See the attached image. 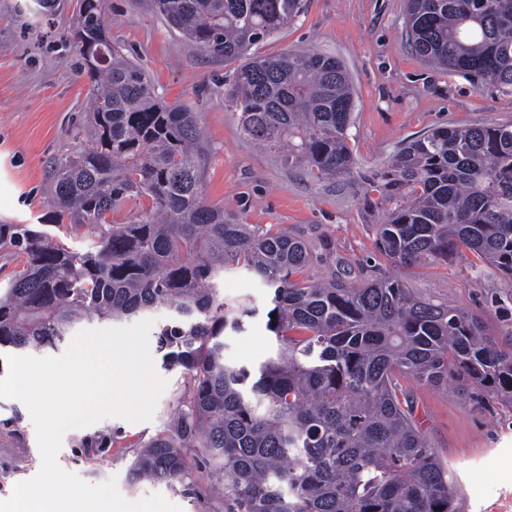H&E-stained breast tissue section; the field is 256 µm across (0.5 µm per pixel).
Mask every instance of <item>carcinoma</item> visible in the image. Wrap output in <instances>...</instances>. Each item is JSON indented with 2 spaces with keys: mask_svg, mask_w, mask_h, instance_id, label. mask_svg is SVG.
Returning a JSON list of instances; mask_svg holds the SVG:
<instances>
[{
  "mask_svg": "<svg viewBox=\"0 0 512 512\" xmlns=\"http://www.w3.org/2000/svg\"><path fill=\"white\" fill-rule=\"evenodd\" d=\"M190 42L235 65L225 97L258 147L290 167L342 181L354 87L322 53L259 52L300 0H151ZM405 29L424 60L475 84L512 92V0H406ZM71 32L89 80L92 148L53 162L52 220L86 226L84 251L27 224H1L14 256L0 292V349H57L83 321H122L159 308L164 366L193 382L188 410L140 445L129 480L174 482L184 449L223 471L238 512H460V491L401 383H453L482 403L512 402V331L502 347L477 315L418 296L400 277L354 283L304 275L306 244L243 224L210 203L208 155L196 113L156 95L112 42L102 0H79ZM147 200L127 224L112 216ZM379 253L413 267L462 248L481 274L512 285V122L436 128L406 143L366 179ZM242 269L273 290L275 353L255 368L226 361L225 332L256 312L229 305L218 280Z\"/></svg>",
  "mask_w": 512,
  "mask_h": 512,
  "instance_id": "carcinoma-1",
  "label": "carcinoma"
}]
</instances>
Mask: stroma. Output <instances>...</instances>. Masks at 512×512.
<instances>
[{"instance_id": "stroma-1", "label": "stroma", "mask_w": 512, "mask_h": 512, "mask_svg": "<svg viewBox=\"0 0 512 512\" xmlns=\"http://www.w3.org/2000/svg\"><path fill=\"white\" fill-rule=\"evenodd\" d=\"M30 3L0 0V224H30L83 250L93 234L52 223L47 203L51 161L91 145L84 110L89 82L68 38L78 3L50 0L49 8L38 12ZM405 5L406 0H301L299 17L261 46L270 55L318 52L346 64L355 89L351 185L313 181L303 169L283 165L278 153L258 148L224 98L231 65L171 29L147 0H106L104 24L113 41L145 68L162 100L197 112L210 143L207 200L243 223L282 225L304 240L310 280L339 276L361 283L393 271L374 246L371 227L380 215L359 204L362 176L426 131L512 122V93L473 84L412 51ZM472 259L463 250L448 262L398 272L421 297L476 313L491 335L504 336L507 322L499 300L512 289L489 271L474 277ZM219 288L225 302L248 299L257 308L245 318L243 331L227 336L226 360L259 364L272 352L266 316L270 290L237 269L225 272ZM150 352L157 375L167 383L152 419L132 423L106 417L69 430L57 456L60 467L90 484L115 480L131 502L160 494L182 512H231L230 502L213 489L215 466L200 448L186 449L178 481L130 482L128 470L140 443L167 429L190 388L181 369L164 368L158 346ZM403 384L433 448L456 477L462 512H512V403L488 396L477 406L450 386H426L410 377ZM40 466L28 410L18 400L0 399V499H8Z\"/></svg>"}]
</instances>
